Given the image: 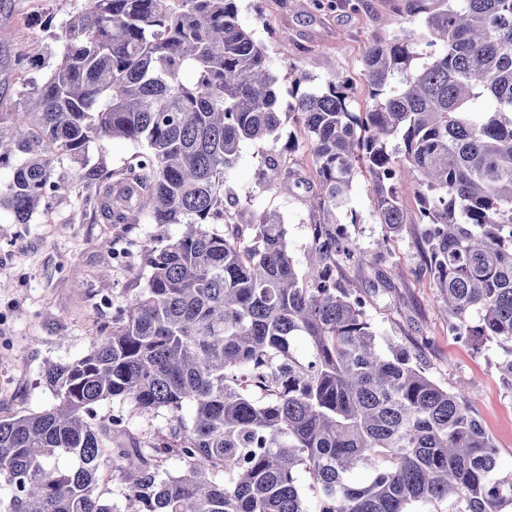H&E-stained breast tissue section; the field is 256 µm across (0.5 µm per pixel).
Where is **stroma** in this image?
<instances>
[{
	"mask_svg": "<svg viewBox=\"0 0 512 512\" xmlns=\"http://www.w3.org/2000/svg\"><path fill=\"white\" fill-rule=\"evenodd\" d=\"M351 9L319 13L309 0H239L240 19L262 40L280 87L300 73L323 84L336 73L351 77L357 87V108H364L367 87L363 58L374 42L410 34L416 41L428 38L421 18L408 16L405 0H354ZM81 0H0V112L15 109L16 91L36 78L35 62L52 65L56 43L37 18H64ZM290 48L282 50L280 38ZM266 144L247 141L232 182L241 203H256L279 213L288 227L289 246L303 257L310 235L309 210L285 189L254 195V173ZM62 174L70 181L49 217L14 223L0 213V420L36 413L56 402L42 378L49 362H68L84 356L102 326L112 323V305L132 276L126 262L113 258V250L136 253L142 241L154 234L151 224H140L118 242L105 248L112 227L94 223L80 199L85 180ZM398 194L406 224L390 243L389 261L382 268L371 264L345 265L341 276L370 301L367 317L381 345L399 342L417 352L427 374L448 389L465 387L476 416L493 438L503 470H512V390L503 382L492 345L473 347L459 341L448 329L437 283L424 271L418 244L419 230L412 219L418 209L414 189L401 182ZM349 208L360 216L347 225L348 235L366 252L384 232L377 224L363 181H356ZM431 344L421 348V337ZM102 422L124 416L131 432L148 438L166 427L163 416L131 412L119 401L107 400L96 408Z\"/></svg>",
	"mask_w": 512,
	"mask_h": 512,
	"instance_id": "obj_1",
	"label": "stroma"
}]
</instances>
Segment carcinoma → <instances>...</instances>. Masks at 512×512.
Here are the masks:
<instances>
[{
  "instance_id": "1",
  "label": "carcinoma",
  "mask_w": 512,
  "mask_h": 512,
  "mask_svg": "<svg viewBox=\"0 0 512 512\" xmlns=\"http://www.w3.org/2000/svg\"><path fill=\"white\" fill-rule=\"evenodd\" d=\"M406 13L424 17L429 39L369 47L363 110L341 74L286 88L316 181L295 168L290 140L261 155L256 185L302 190V275L284 219L229 185L240 144L276 143L283 125L278 78L238 0H83L45 20L57 61L0 112V211L17 224L49 213L67 160L112 241L143 216L158 231L131 267L145 287L123 290L112 327L44 369L58 404L0 420V512H119L98 492L103 468L119 473L127 512L512 509V471L465 389L437 384L401 344L382 350L367 298L338 275L364 260L336 219L359 223L347 209L356 178L385 228L379 263L405 224L397 184L410 181L449 330L494 344L512 384V0H406ZM117 139L137 148L123 166L86 168L91 144ZM110 399L169 426L114 448L123 418L94 414ZM172 459L182 470L161 477Z\"/></svg>"
}]
</instances>
